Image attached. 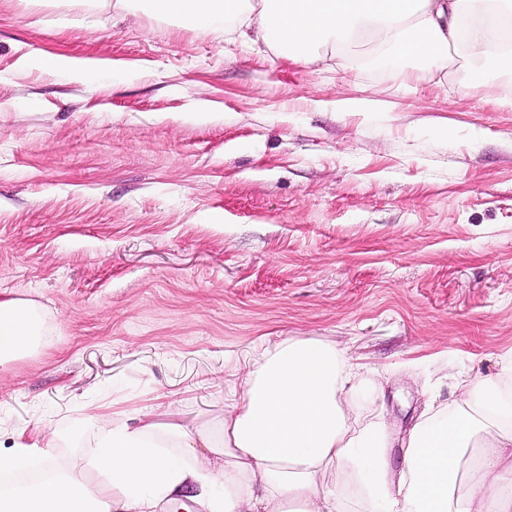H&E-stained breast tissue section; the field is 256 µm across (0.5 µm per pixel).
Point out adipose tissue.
<instances>
[{
    "instance_id": "1",
    "label": "adipose tissue",
    "mask_w": 512,
    "mask_h": 512,
    "mask_svg": "<svg viewBox=\"0 0 512 512\" xmlns=\"http://www.w3.org/2000/svg\"><path fill=\"white\" fill-rule=\"evenodd\" d=\"M155 15L316 66L359 43L446 71L450 55L494 54L512 68V0H146ZM44 320L33 302L0 300V364L36 350ZM220 430L160 427L152 412L116 423L94 450L99 481L61 464L40 429L20 428L0 473L41 459L35 483L0 486V512H160L189 495L203 512H512V360L473 381L412 430L390 474L383 428L348 423L354 397L372 398L335 345L283 338L229 368ZM212 461H201L199 449Z\"/></svg>"
}]
</instances>
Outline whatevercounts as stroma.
Segmentation results:
<instances>
[{
  "label": "stroma",
  "mask_w": 512,
  "mask_h": 512,
  "mask_svg": "<svg viewBox=\"0 0 512 512\" xmlns=\"http://www.w3.org/2000/svg\"><path fill=\"white\" fill-rule=\"evenodd\" d=\"M401 66H287L137 2L0 0V298L45 320L0 366V450L38 426L77 454L90 414L146 406L219 426L225 358L298 336L380 383L352 417L384 422L397 470L429 405L496 378L512 70Z\"/></svg>",
  "instance_id": "35a3bbf8"
}]
</instances>
